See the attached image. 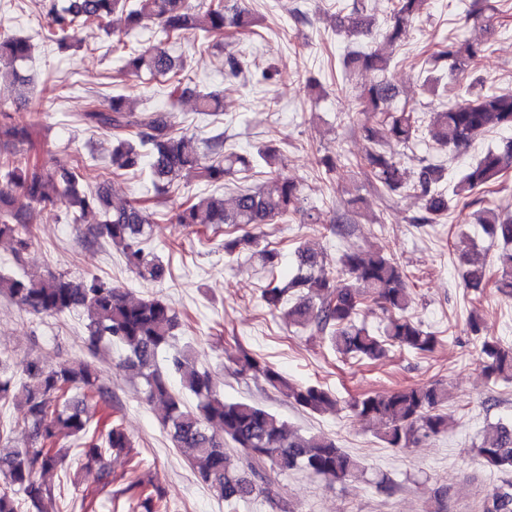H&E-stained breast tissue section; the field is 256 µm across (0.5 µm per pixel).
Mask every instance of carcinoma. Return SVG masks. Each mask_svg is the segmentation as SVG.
I'll list each match as a JSON object with an SVG mask.
<instances>
[{
  "instance_id": "carcinoma-1",
  "label": "carcinoma",
  "mask_w": 512,
  "mask_h": 512,
  "mask_svg": "<svg viewBox=\"0 0 512 512\" xmlns=\"http://www.w3.org/2000/svg\"><path fill=\"white\" fill-rule=\"evenodd\" d=\"M427 3L393 0L391 25L384 34L388 45L397 43ZM43 9L47 27L42 39L61 48L70 46L86 28L114 34L116 15L130 30L146 21L156 22L168 39L198 30L204 38L217 40L229 24L242 28L250 24L242 11L228 16L222 0H211L203 14L193 12L189 0H43ZM373 25L374 18L357 6L340 20L341 28L357 35L370 33ZM484 52L480 42L450 40L431 55L432 69L462 73ZM30 54L27 39L0 32V78L17 75L15 64ZM389 61L385 52L367 49L352 52L343 64L382 73ZM127 66L137 74L145 71L167 78V96L173 103L189 92L180 68L162 48L132 51ZM394 95V87L381 78L358 97L355 111L363 116L361 130L369 144L359 166L366 179L385 192L403 190L420 201L422 214L414 218L415 223L439 222L448 215L453 198L483 192L512 169L511 140L502 151L487 148L446 187L442 185V169L429 165L421 168L413 183H407L400 164L383 151L385 142L408 144L423 138L441 147L464 149L478 135L512 129V93L468 94L435 113L427 126L412 112L390 109L388 102ZM196 104L205 115L216 116L221 111V99L215 92L197 93ZM11 119L10 110L0 104V146L5 150L0 157V239L15 243L16 262H22L23 253L34 239L27 222L28 210L33 206L53 208L60 201L67 205L75 224L93 210L100 212L96 237L120 249L128 267L141 279H162V261L144 247L152 233L149 206L135 201L113 207L104 193L79 190L81 161L69 168H51L40 162L32 154L35 146L30 133L16 127ZM82 121L113 132L112 173L121 176L149 169L158 197L185 173L217 184L227 175L252 167V161L224 146V134L197 142L174 132L160 111L133 115L120 95L103 103L91 101L82 113ZM258 157L272 168L269 184L238 188L230 207L225 206L220 194L192 196L182 205L178 223L205 229L221 224L258 225L299 211L298 184L276 169L274 153L264 149L258 151ZM49 183L60 184L54 197L46 192ZM480 223L500 244L495 276H490L484 265L472 263L475 244L463 239L461 255L470 267L463 271L462 278L470 288L490 286L512 294V217L503 219L495 209L486 207ZM257 257L271 273L262 292L266 305L275 311L284 310L289 325L328 339L343 356L375 360L391 348L426 353L438 344L436 336L409 317L413 297L407 276L383 249L345 252L330 264L321 253L300 247L296 270L290 276L278 273V250L264 248ZM0 293L36 314L61 315L84 308L88 350L94 353L112 342L125 347L124 367L144 381L145 399L160 410L174 446L188 452L193 469L219 500L250 499L268 484L271 472L301 470L313 479L332 484L361 469V462L339 448L334 439L300 434L257 403L225 398L210 374L194 367L185 350L166 357V370H161L158 357L173 346L179 321L171 305L159 297L132 302L111 282L97 276L69 279L31 273L20 278L0 274ZM372 302L380 304L386 315L380 333L356 323ZM477 354L486 377L512 379V345L485 337L479 341ZM236 364L240 371L262 378L306 412L324 413L336 408L337 400L330 392L315 385L293 383L273 366L244 351L236 357ZM187 394L196 397L195 407L183 405L182 396ZM88 399L108 403L107 392L88 364L48 367L40 359L31 358L21 361L12 375L0 374V401L11 400L22 408L32 437L25 448H0V512H21L22 503L28 512H46V502L55 495L51 486L37 477V470H53L61 465L68 449L60 447V441L68 438L76 443L84 466L96 467L102 489L110 490L114 483L122 485L120 493L128 495L141 512H161L165 508L152 484L140 475L139 465L118 478L113 476L112 452L128 454L132 443L117 422L102 429L92 426L84 415ZM447 400L448 388L443 385H415L364 395L354 399L350 407L366 423L381 427L380 438L387 447L407 449L448 431V418L440 412ZM474 452L489 469H512V420L487 424ZM483 512H512V481L493 488Z\"/></svg>"
}]
</instances>
